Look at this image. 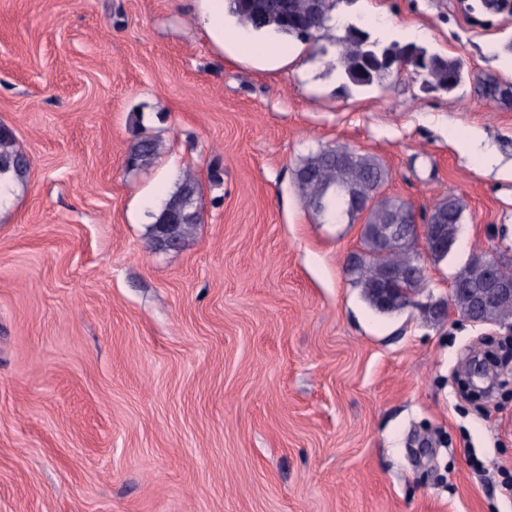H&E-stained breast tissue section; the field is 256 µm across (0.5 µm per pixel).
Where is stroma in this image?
Returning a JSON list of instances; mask_svg holds the SVG:
<instances>
[{
    "label": "stroma",
    "instance_id": "35a3bbf8",
    "mask_svg": "<svg viewBox=\"0 0 512 512\" xmlns=\"http://www.w3.org/2000/svg\"><path fill=\"white\" fill-rule=\"evenodd\" d=\"M205 0H0V124L30 174L0 212V512H512V384L461 398L462 352L512 340L448 308L476 255H512V10L339 0L319 45L218 40ZM352 24L465 63L343 86ZM325 54H318V47ZM162 153L125 166L138 135ZM345 144L385 196L465 205L446 258L381 313L346 271L360 225L296 192ZM203 216L148 242L185 168Z\"/></svg>",
    "mask_w": 512,
    "mask_h": 512
}]
</instances>
